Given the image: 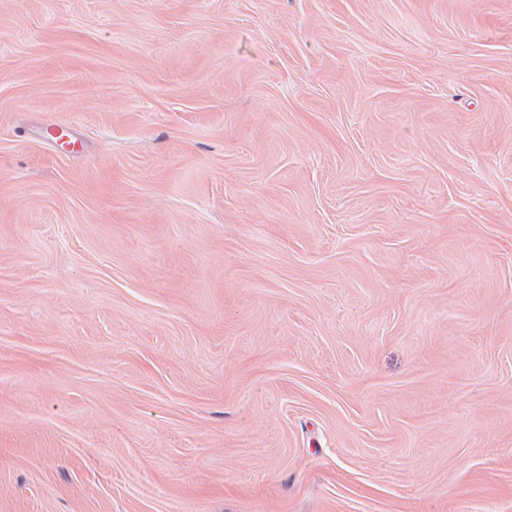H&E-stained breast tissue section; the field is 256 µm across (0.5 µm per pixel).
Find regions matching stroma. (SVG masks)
<instances>
[{
    "label": "stroma",
    "mask_w": 512,
    "mask_h": 512,
    "mask_svg": "<svg viewBox=\"0 0 512 512\" xmlns=\"http://www.w3.org/2000/svg\"><path fill=\"white\" fill-rule=\"evenodd\" d=\"M0 512H512V0H0Z\"/></svg>",
    "instance_id": "stroma-1"
}]
</instances>
